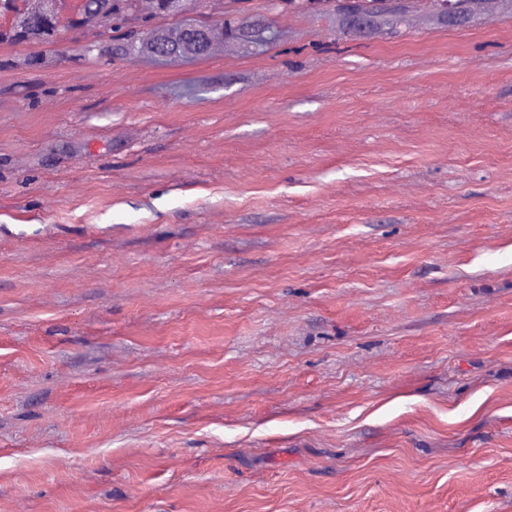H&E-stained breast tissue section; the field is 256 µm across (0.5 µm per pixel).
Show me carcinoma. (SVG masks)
Segmentation results:
<instances>
[{
  "label": "carcinoma",
  "mask_w": 512,
  "mask_h": 512,
  "mask_svg": "<svg viewBox=\"0 0 512 512\" xmlns=\"http://www.w3.org/2000/svg\"><path fill=\"white\" fill-rule=\"evenodd\" d=\"M35 0H0V44H25L50 47L57 42L60 28H76L88 24L97 15H112V29L105 39L89 48L100 58L121 59L149 57L178 62L204 59L211 55L215 43L226 38L239 44L265 45L260 23L245 24L234 16L214 23L185 17L176 23L155 26L156 18L165 15V0H152L153 11L144 14L141 0H79L67 23L61 18L35 13ZM307 12L316 19L330 15L339 30L347 35H363L373 30L387 34L398 32L416 6V0H357L359 21L351 22L337 0H300ZM448 6H438L440 21L446 25H463L475 21L484 0H447Z\"/></svg>",
  "instance_id": "obj_1"
}]
</instances>
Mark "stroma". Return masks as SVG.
Masks as SVG:
<instances>
[{"label":"stroma","mask_w":512,"mask_h":512,"mask_svg":"<svg viewBox=\"0 0 512 512\" xmlns=\"http://www.w3.org/2000/svg\"><path fill=\"white\" fill-rule=\"evenodd\" d=\"M222 5L0 45V512H512V12ZM151 1L152 13L143 14L141 0H79L72 17L63 24L60 0H55L57 18L36 14L39 5L33 8L35 0H0V44L50 47L57 42L61 27L76 28L91 23L100 13H108L97 18L100 27L104 32L112 29L105 34L106 39L88 50L96 51L102 59L144 56L178 62L210 56L215 43L223 42L224 37L251 47L267 43L262 38L264 25L245 24L235 16H225L215 23L186 16L176 23L156 27V17L167 16L163 11L167 0ZM132 15H137L140 25H126ZM21 32L26 35L25 40L19 37ZM288 2H302V6L315 19L330 15L336 19V24L343 34L357 36L373 30H380L387 34L398 32V28L406 21L416 6L415 0H356V9L359 15L358 23L351 22L345 15L343 8L354 14V0H286ZM342 5L340 7L337 4ZM436 11L440 21L446 25H463L474 22L483 9V3L486 0H445L448 6L444 8L440 1Z\"/></svg>","instance_id":"35a3bbf8"}]
</instances>
